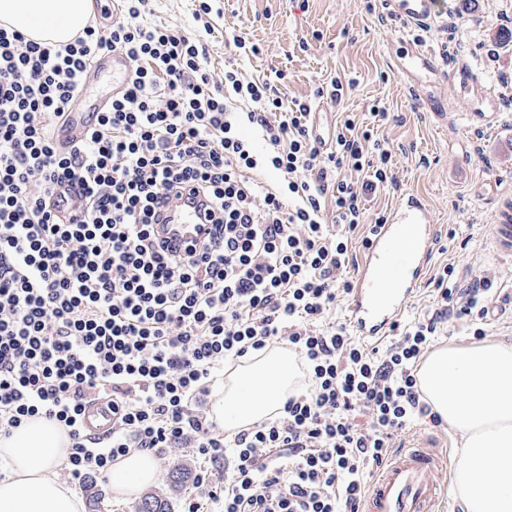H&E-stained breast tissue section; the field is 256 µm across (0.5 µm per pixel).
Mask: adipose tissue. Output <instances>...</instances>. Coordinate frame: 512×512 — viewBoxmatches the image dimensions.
<instances>
[{
  "instance_id": "1",
  "label": "adipose tissue",
  "mask_w": 512,
  "mask_h": 512,
  "mask_svg": "<svg viewBox=\"0 0 512 512\" xmlns=\"http://www.w3.org/2000/svg\"><path fill=\"white\" fill-rule=\"evenodd\" d=\"M0 21L36 39L65 42L87 22L85 0H0ZM296 355L273 347L226 368L210 416L236 433L278 412L301 386ZM417 386L457 438L451 489L466 512H512V341L441 344L416 371ZM71 448L66 432L43 417L0 440L11 474L0 480V512H84L82 500L55 475ZM154 456L134 451L109 470L117 498L139 494L157 478Z\"/></svg>"
}]
</instances>
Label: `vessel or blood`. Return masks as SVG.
I'll use <instances>...</instances> for the list:
<instances>
[{"label":"vessel or blood","instance_id":"1","mask_svg":"<svg viewBox=\"0 0 512 512\" xmlns=\"http://www.w3.org/2000/svg\"><path fill=\"white\" fill-rule=\"evenodd\" d=\"M388 12L405 22L423 23L439 12L441 0H387ZM111 76L113 94L129 84L131 64L121 53L106 51L95 57L84 75V84ZM108 97L86 100L57 125L55 140L66 149L84 140ZM53 203L59 216L72 218L78 211L77 196L66 184L57 185ZM157 229L175 249L195 240L204 222L198 199L189 191L170 196L155 215ZM439 237V226L427 203L417 194H402L389 218L371 237L356 268L348 303V321L356 336L379 343L389 335L417 298ZM112 403L90 401L82 425L93 438L112 431ZM448 459L435 440L415 433L408 444L393 451L373 476L360 512H447Z\"/></svg>","mask_w":512,"mask_h":512}]
</instances>
